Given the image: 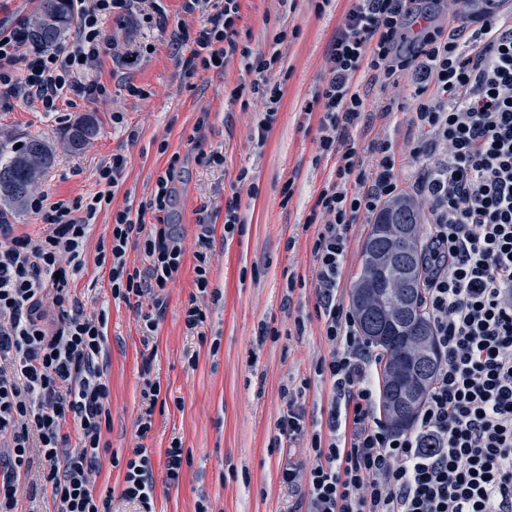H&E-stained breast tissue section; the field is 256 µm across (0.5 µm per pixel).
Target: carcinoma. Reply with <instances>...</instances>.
I'll return each instance as SVG.
<instances>
[{"instance_id":"obj_1","label":"carcinoma","mask_w":512,"mask_h":512,"mask_svg":"<svg viewBox=\"0 0 512 512\" xmlns=\"http://www.w3.org/2000/svg\"><path fill=\"white\" fill-rule=\"evenodd\" d=\"M73 19L70 0H40L31 23V45L42 50L59 43ZM97 132L93 121L74 127L68 137L81 150ZM53 163L52 149L33 136L6 160L0 159V199L22 205L42 173ZM421 214L415 203L398 198L377 215L365 240L360 274L351 291L354 310L366 313L362 335L387 358L382 377L387 423L398 430L414 427L434 377L439 352L423 310Z\"/></svg>"}]
</instances>
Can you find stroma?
<instances>
[{"mask_svg": "<svg viewBox=\"0 0 512 512\" xmlns=\"http://www.w3.org/2000/svg\"><path fill=\"white\" fill-rule=\"evenodd\" d=\"M152 23L106 24L107 37L118 43L152 45L151 54L119 66L103 58L92 75L107 88L91 102L72 96L59 111L43 112L14 100L0 108V155L38 134L52 147L53 166L44 174L39 194L49 201L87 198L99 191L97 169L113 154L127 158L114 189L111 208L98 212L87 242L86 262L74 277L79 297L108 316L110 405L112 424L105 438L112 457L103 461L97 492H112L118 512H137L120 498L126 463L138 442L134 422L142 410L144 360L161 382L162 403L142 442L151 458L156 483V512H288L295 496L280 482L284 462L278 446L277 420L284 407L283 387L302 390L308 421L326 419L328 388L315 376L318 361L330 347L317 319L311 283L316 226L307 217L323 188L332 162L316 156L318 113L306 107L325 72L326 54L348 0H241L239 40L254 56L280 53L285 76L281 100L264 145L251 136L260 104L252 93L232 99L231 91L249 84L239 60L223 72L185 71L181 59L189 46L174 47L173 33L197 30L198 16L182 11L181 0H157ZM289 37L277 42L280 28ZM145 89L129 96L127 84ZM370 111L389 106L396 124L392 137L404 144L416 132L407 117L413 109L414 81L404 75L396 97L361 82ZM209 124L196 130L200 112ZM93 120L97 134L81 151L68 147L69 131ZM167 153H160V143ZM224 160L210 162L213 152ZM180 153L181 167L171 186L175 206L163 215L181 225L194 242L200 221L214 226V259L207 295L200 303L206 320L198 335L185 328V309L195 293L193 254H186L178 278L166 294V309L151 341H144L134 310L113 299L108 268L95 263L96 246L112 230V212L138 205L167 168L170 153ZM248 170L250 187L237 176ZM291 198H284V186ZM240 198L243 233L224 237V211L232 196ZM304 330H297V319ZM196 365H189V357ZM180 442L190 455L178 485L165 483V452Z\"/></svg>", "mask_w": 512, "mask_h": 512, "instance_id": "35a3bbf8", "label": "stroma"}]
</instances>
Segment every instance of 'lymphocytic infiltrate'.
Here are the masks:
<instances>
[{
    "instance_id": "obj_1",
    "label": "lymphocytic infiltrate",
    "mask_w": 512,
    "mask_h": 512,
    "mask_svg": "<svg viewBox=\"0 0 512 512\" xmlns=\"http://www.w3.org/2000/svg\"><path fill=\"white\" fill-rule=\"evenodd\" d=\"M146 2L71 0L74 37L61 52L25 53V19L0 27V102L21 98L55 112L72 94L105 96V85L91 77L101 57L120 63L144 48L106 39L104 23L136 12L152 22ZM183 10L202 18L196 32L174 35L195 44L185 69L220 72L240 58L254 75L252 92L265 99L253 129L265 144L281 100L274 81L280 55L255 60L239 43L240 0H183ZM325 67L310 105L320 114L319 154L334 164L308 221L318 227L316 309L331 350L316 373L329 385V408L307 455L280 472L297 495L290 512H512V16L493 9L471 31L426 7L407 10L403 0H349ZM408 72L416 79L411 123L418 137L400 150L381 137L360 152L351 131L390 114L368 111L357 75L388 92ZM401 155L430 160L411 195L425 207L422 288L441 353L434 385L406 432L375 416L380 392L371 370L380 358L338 294L349 233L398 194ZM179 162L172 153L167 175L138 208L113 212L111 234L97 245L95 261L109 270L113 298L133 304L147 338L189 253L197 293L185 326L195 330L206 318L198 297L209 286L212 225L201 224L189 248L176 225L145 223L170 208ZM126 165L120 154L101 164L107 190L92 199L33 197L30 209L44 220L39 234L0 224V512H18L34 448L42 454L40 494L53 512H112L111 495L95 491L110 450L103 436L111 422L107 314L86 309L69 282L85 264L91 222L111 204ZM133 248L142 266H130ZM126 467L122 500L155 512L143 446Z\"/></svg>"
}]
</instances>
